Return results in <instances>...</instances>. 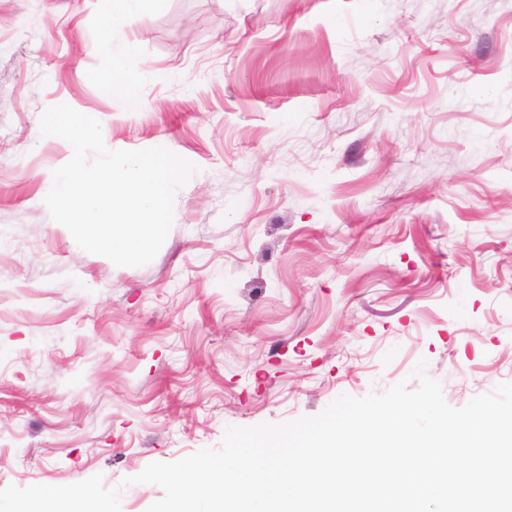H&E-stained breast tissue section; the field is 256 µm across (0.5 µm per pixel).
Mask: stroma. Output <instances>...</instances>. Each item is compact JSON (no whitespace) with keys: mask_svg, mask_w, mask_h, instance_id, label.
<instances>
[{"mask_svg":"<svg viewBox=\"0 0 512 512\" xmlns=\"http://www.w3.org/2000/svg\"><path fill=\"white\" fill-rule=\"evenodd\" d=\"M0 0V489L219 448L228 427L381 394L418 362L454 408L512 382V0ZM132 43L143 101L102 86ZM196 173L152 262L79 248L44 203L66 141ZM147 2L153 0H107L103 1V24L106 31L128 25ZM92 49L93 51L106 52L112 55L114 68L120 75V79L117 82L112 83V88L114 89L115 84L125 85L127 108L131 112H136L141 109L143 102L133 88V85L136 83V79L125 70L126 60L132 52V45L128 42L116 44L112 41V38L105 37L104 39L96 42L92 46Z\"/></svg>","mask_w":512,"mask_h":512,"instance_id":"35a3bbf8","label":"stroma"}]
</instances>
